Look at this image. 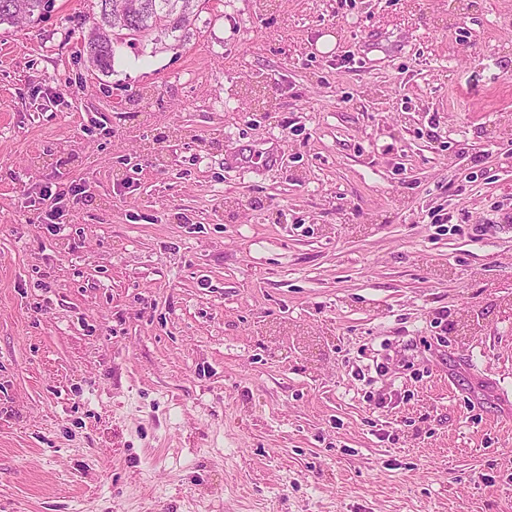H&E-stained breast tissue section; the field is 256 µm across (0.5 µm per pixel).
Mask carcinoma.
Here are the masks:
<instances>
[{
    "mask_svg": "<svg viewBox=\"0 0 512 512\" xmlns=\"http://www.w3.org/2000/svg\"><path fill=\"white\" fill-rule=\"evenodd\" d=\"M120 0H95L97 11L90 16L92 25L83 51L94 66L110 72L115 55L122 48L138 49L149 41L172 38L182 42L185 31L197 15L200 0H138L142 7L127 18L121 31L112 29L113 7ZM54 0H0V25H16L51 12Z\"/></svg>",
    "mask_w": 512,
    "mask_h": 512,
    "instance_id": "obj_1",
    "label": "carcinoma"
}]
</instances>
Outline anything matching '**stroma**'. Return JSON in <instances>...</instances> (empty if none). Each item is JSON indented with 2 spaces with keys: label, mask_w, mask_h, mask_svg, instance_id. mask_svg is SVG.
I'll return each instance as SVG.
<instances>
[{
  "label": "stroma",
  "mask_w": 512,
  "mask_h": 512,
  "mask_svg": "<svg viewBox=\"0 0 512 512\" xmlns=\"http://www.w3.org/2000/svg\"><path fill=\"white\" fill-rule=\"evenodd\" d=\"M90 11L0 27V512H512V0ZM123 0L94 1L97 12H92V25L84 42L83 52L102 72H110L115 55L122 48L138 49L146 42H162L172 37L181 43L185 31L197 15L195 7L200 0H136L142 7L129 17L121 31L112 29V12ZM112 6V7H111ZM178 33V34H177Z\"/></svg>",
  "instance_id": "obj_1"
}]
</instances>
